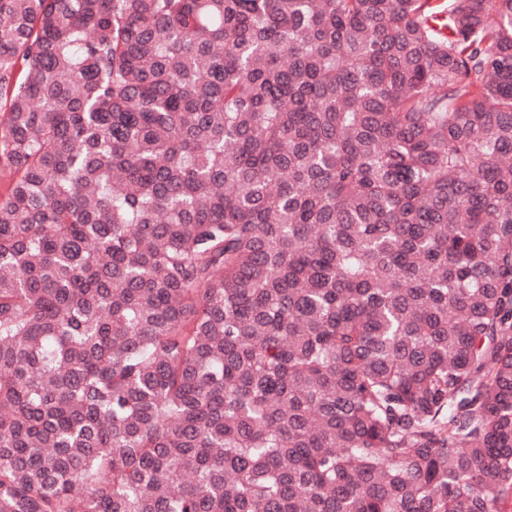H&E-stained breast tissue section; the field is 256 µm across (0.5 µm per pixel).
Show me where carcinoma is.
Instances as JSON below:
<instances>
[{
	"mask_svg": "<svg viewBox=\"0 0 512 512\" xmlns=\"http://www.w3.org/2000/svg\"><path fill=\"white\" fill-rule=\"evenodd\" d=\"M0 512H512V0H0Z\"/></svg>",
	"mask_w": 512,
	"mask_h": 512,
	"instance_id": "carcinoma-1",
	"label": "carcinoma"
}]
</instances>
